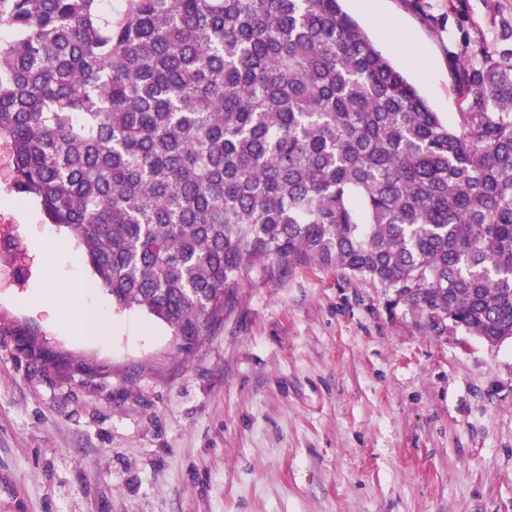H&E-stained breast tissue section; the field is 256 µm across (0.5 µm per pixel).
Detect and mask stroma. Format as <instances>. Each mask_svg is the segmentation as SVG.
Wrapping results in <instances>:
<instances>
[{
    "instance_id": "1",
    "label": "stroma",
    "mask_w": 512,
    "mask_h": 512,
    "mask_svg": "<svg viewBox=\"0 0 512 512\" xmlns=\"http://www.w3.org/2000/svg\"><path fill=\"white\" fill-rule=\"evenodd\" d=\"M343 8L433 111L512 0ZM0 139V512H512V343L437 335L394 289L316 264L252 271L193 344L117 310L66 229L11 188ZM104 309L99 343L35 295Z\"/></svg>"
}]
</instances>
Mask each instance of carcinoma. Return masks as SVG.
<instances>
[{
  "label": "carcinoma",
  "mask_w": 512,
  "mask_h": 512,
  "mask_svg": "<svg viewBox=\"0 0 512 512\" xmlns=\"http://www.w3.org/2000/svg\"><path fill=\"white\" fill-rule=\"evenodd\" d=\"M342 0H0L12 188L119 310L188 344L271 262L512 341V21L451 67L453 123Z\"/></svg>",
  "instance_id": "cac0c4a2"
}]
</instances>
